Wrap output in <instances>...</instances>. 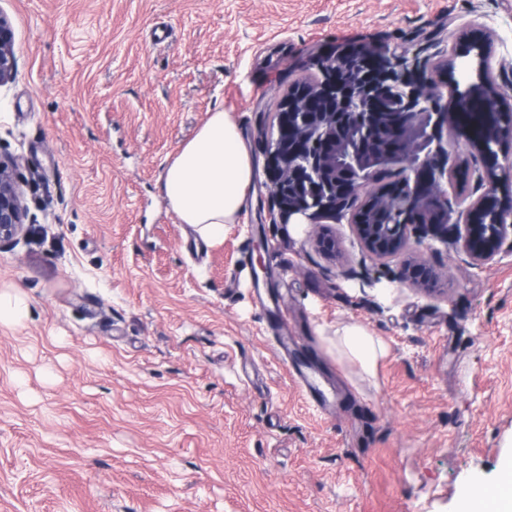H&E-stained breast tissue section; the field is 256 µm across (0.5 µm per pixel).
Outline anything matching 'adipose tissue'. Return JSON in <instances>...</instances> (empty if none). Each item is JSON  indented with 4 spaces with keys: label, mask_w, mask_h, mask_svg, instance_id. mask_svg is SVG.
Returning <instances> with one entry per match:
<instances>
[{
    "label": "adipose tissue",
    "mask_w": 512,
    "mask_h": 512,
    "mask_svg": "<svg viewBox=\"0 0 512 512\" xmlns=\"http://www.w3.org/2000/svg\"><path fill=\"white\" fill-rule=\"evenodd\" d=\"M256 169L232 113L218 109L165 166L163 197L180 223L194 227L205 239L220 240L225 225L236 223L242 213ZM336 352L372 376L385 344L354 325L337 333Z\"/></svg>",
    "instance_id": "1"
}]
</instances>
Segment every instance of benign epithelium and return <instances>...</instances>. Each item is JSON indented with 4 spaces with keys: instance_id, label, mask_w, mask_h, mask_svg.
Here are the masks:
<instances>
[{
    "instance_id": "obj_1",
    "label": "benign epithelium",
    "mask_w": 512,
    "mask_h": 512,
    "mask_svg": "<svg viewBox=\"0 0 512 512\" xmlns=\"http://www.w3.org/2000/svg\"><path fill=\"white\" fill-rule=\"evenodd\" d=\"M13 31L0 14V86L15 76ZM330 57L354 76L341 77L336 65L317 60L322 79L294 84L280 100L273 116V135L265 152L264 176L269 185L273 223L316 224L353 214L352 206L371 197L402 217L400 224H357L355 229L367 252L385 258L404 251L410 239H430L448 245L453 238L457 253L481 267L504 250L512 251V208L501 213L500 223L489 228L472 223L477 206L501 196L512 166L486 179L482 194L461 211L464 223H448V178L455 170L458 140L456 109L479 92L487 71L484 59L472 55L462 43L452 48L451 62L425 61L418 72L405 57L368 43L334 51ZM452 73L453 101H444L439 87ZM504 97L494 88L491 106L482 125H495ZM389 133L391 149L369 154L351 150L336 161L328 145L338 133L358 131L365 138L376 129ZM403 173L402 192L382 195L374 182L379 169ZM14 164L0 159V244L12 243L24 233L25 213L14 180ZM401 281L423 290L432 275L423 263L406 268Z\"/></svg>"
}]
</instances>
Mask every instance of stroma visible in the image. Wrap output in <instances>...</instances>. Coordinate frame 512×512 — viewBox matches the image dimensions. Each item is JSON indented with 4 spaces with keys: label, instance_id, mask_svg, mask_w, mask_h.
<instances>
[{
    "label": "stroma",
    "instance_id": "stroma-1",
    "mask_svg": "<svg viewBox=\"0 0 512 512\" xmlns=\"http://www.w3.org/2000/svg\"><path fill=\"white\" fill-rule=\"evenodd\" d=\"M0 14L18 64L0 153L28 211L26 236L0 246V289L28 305L0 327V512H463V487L497 488L512 254L476 268L425 241L377 259L345 217L321 222L331 258L310 225L272 222L261 174L206 242L159 180L219 108L264 162L269 113L350 40L412 62L481 38L512 90V0H0ZM456 164L457 212L485 165L465 147ZM411 256L434 294L400 283ZM258 260L265 273L240 276ZM260 288L282 296L298 357L277 353ZM350 324L387 345L375 377L336 353Z\"/></svg>",
    "mask_w": 512,
    "mask_h": 512
}]
</instances>
